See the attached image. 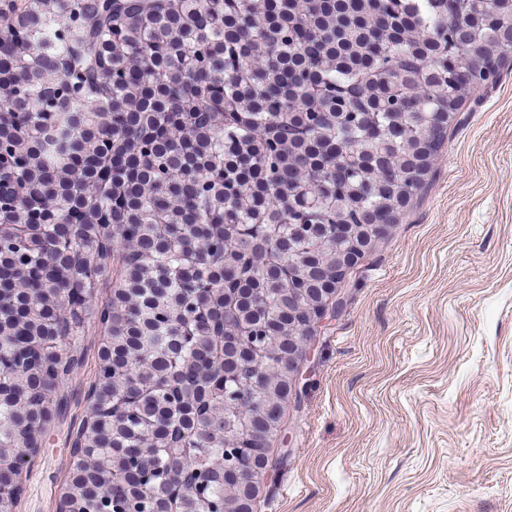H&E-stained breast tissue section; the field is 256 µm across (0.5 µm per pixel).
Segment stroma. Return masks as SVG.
Masks as SVG:
<instances>
[{"instance_id":"obj_1","label":"stroma","mask_w":512,"mask_h":512,"mask_svg":"<svg viewBox=\"0 0 512 512\" xmlns=\"http://www.w3.org/2000/svg\"><path fill=\"white\" fill-rule=\"evenodd\" d=\"M111 292L93 297L66 409L15 512H58ZM340 295L269 440L253 512H512V53Z\"/></svg>"}]
</instances>
